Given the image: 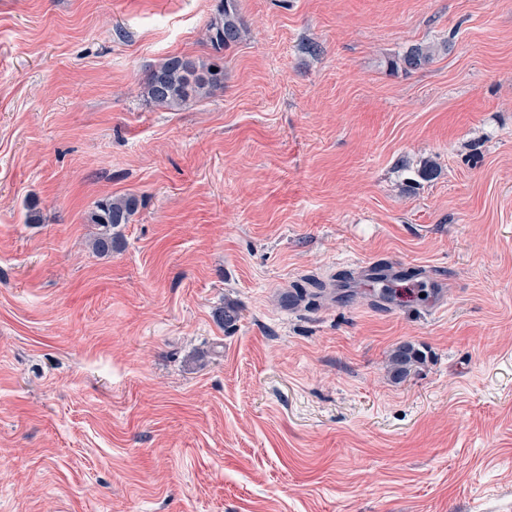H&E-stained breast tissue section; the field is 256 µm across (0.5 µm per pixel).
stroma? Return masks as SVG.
Masks as SVG:
<instances>
[{"label":"stroma","instance_id":"stroma-1","mask_svg":"<svg viewBox=\"0 0 512 512\" xmlns=\"http://www.w3.org/2000/svg\"><path fill=\"white\" fill-rule=\"evenodd\" d=\"M217 3L0 0V512H512V0H237L147 106ZM244 33L237 0H219L205 32L211 53L206 57L181 55L165 59L146 72L140 84L141 96L149 105L169 111L210 97L224 87V50L239 43ZM433 50L430 46L414 45L392 61V66L405 73L416 71L430 63ZM137 208V199L132 195L112 198L108 197L96 203L91 212V224H99L101 232L94 238L92 247L100 255L112 253L115 240L112 239V227L130 223ZM404 269L403 265L397 263L370 261L356 263L348 272L352 282L365 285L378 281L396 282L403 277ZM422 360V355L410 344H402L397 347L391 357V370L395 377H403L411 366Z\"/></svg>","mask_w":512,"mask_h":512}]
</instances>
